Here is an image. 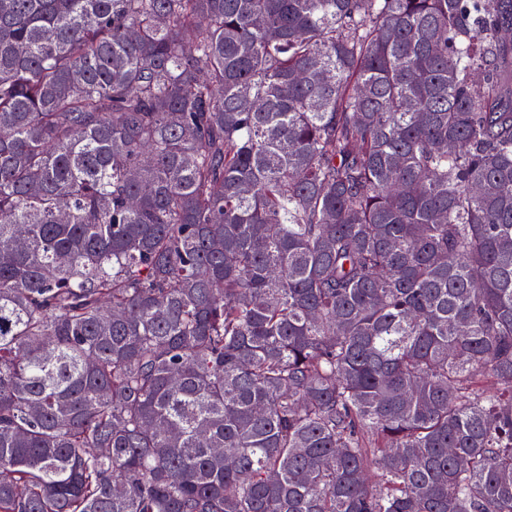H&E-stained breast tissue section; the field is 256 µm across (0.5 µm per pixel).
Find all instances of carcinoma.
Here are the masks:
<instances>
[{"label":"carcinoma","mask_w":512,"mask_h":512,"mask_svg":"<svg viewBox=\"0 0 512 512\" xmlns=\"http://www.w3.org/2000/svg\"><path fill=\"white\" fill-rule=\"evenodd\" d=\"M511 31L0 0V512H512Z\"/></svg>","instance_id":"carcinoma-1"}]
</instances>
